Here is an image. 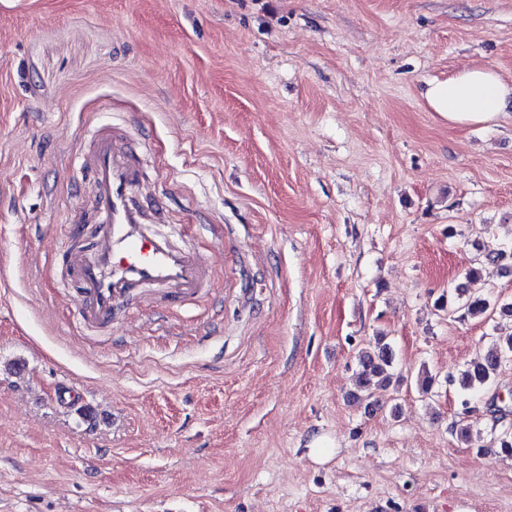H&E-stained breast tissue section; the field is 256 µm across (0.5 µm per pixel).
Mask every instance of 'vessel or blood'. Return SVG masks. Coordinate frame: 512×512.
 <instances>
[{
	"mask_svg": "<svg viewBox=\"0 0 512 512\" xmlns=\"http://www.w3.org/2000/svg\"><path fill=\"white\" fill-rule=\"evenodd\" d=\"M83 167L98 234L88 248L63 241L59 253L78 289V314L85 323H110L136 290L165 288L182 300L204 287L206 258L175 247L169 235L147 232L145 210L131 199L144 175L127 138L98 126Z\"/></svg>",
	"mask_w": 512,
	"mask_h": 512,
	"instance_id": "vessel-or-blood-1",
	"label": "vessel or blood"
}]
</instances>
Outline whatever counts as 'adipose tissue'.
<instances>
[{
	"mask_svg": "<svg viewBox=\"0 0 512 512\" xmlns=\"http://www.w3.org/2000/svg\"><path fill=\"white\" fill-rule=\"evenodd\" d=\"M426 100L449 124L489 125L505 117L512 104V84L493 69L465 67L447 80L433 83Z\"/></svg>",
	"mask_w": 512,
	"mask_h": 512,
	"instance_id": "obj_1",
	"label": "adipose tissue"
}]
</instances>
